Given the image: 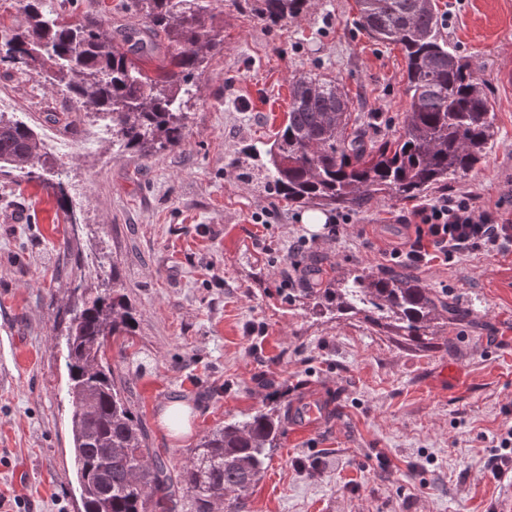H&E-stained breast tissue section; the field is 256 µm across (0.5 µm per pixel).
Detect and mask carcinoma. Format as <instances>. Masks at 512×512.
<instances>
[{"label": "carcinoma", "instance_id": "obj_1", "mask_svg": "<svg viewBox=\"0 0 512 512\" xmlns=\"http://www.w3.org/2000/svg\"><path fill=\"white\" fill-rule=\"evenodd\" d=\"M27 26L0 23V64L44 75L67 96L112 116V138L145 160L173 152L186 135L185 96L202 66L224 51L214 26L212 0H134L148 26L109 30L97 17L67 18L23 0ZM422 0H358L355 24L380 43L404 52L406 110L400 130L380 141L367 138L353 102L333 80L313 77L292 84L288 120L274 140L233 160L257 190L289 204L362 211L379 195L416 199L480 162L494 140L485 88L439 29L436 6ZM257 23L274 26L309 11L314 0H234ZM169 52L154 71L158 42ZM55 161L39 151L31 126L0 112V176L40 181L67 223H80L64 183L49 178ZM316 308L364 322L412 343L435 324L470 321L471 309L445 301L418 277L365 269L336 272L328 287L306 291ZM74 304L62 335L72 409L73 468L83 512H177L192 498L200 508L245 512L243 493L268 467L279 445L281 421L256 409L204 435L183 465L149 448L125 387L106 356L107 339L129 341L135 316L117 269L99 276L89 294L71 288Z\"/></svg>", "mask_w": 512, "mask_h": 512}]
</instances>
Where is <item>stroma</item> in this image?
I'll use <instances>...</instances> for the list:
<instances>
[{"mask_svg": "<svg viewBox=\"0 0 512 512\" xmlns=\"http://www.w3.org/2000/svg\"><path fill=\"white\" fill-rule=\"evenodd\" d=\"M127 0H45L47 10L144 27ZM441 33L483 82L495 136L473 170L428 192H466L512 219V0H436ZM356 0H317L268 28L217 0L224 50L188 102L180 149L142 162L102 141L80 146L92 117L58 88L0 65V96L32 127L58 116L70 145L58 159L79 214L66 224L39 182L0 178V512H80L72 467L68 378L58 335L76 256L102 251L136 310L129 346L107 341L149 445L182 464L200 438L260 406L287 417L321 393L334 419L283 428L247 512H497L507 478L489 468L491 439L512 427V246L416 268L423 283L472 310L415 346L357 317L317 314L303 296L336 271L391 269L413 234L414 201L381 196L332 238L301 224L302 205L247 186L230 167L287 119L289 88L312 73L348 91L378 139L398 129L409 98L399 47L356 24ZM69 242L62 253L59 243ZM190 431L168 432L170 403ZM189 420L188 408L177 403L168 405L161 415L162 424L176 434L186 432L189 429Z\"/></svg>", "mask_w": 512, "mask_h": 512, "instance_id": "stroma-1", "label": "stroma"}]
</instances>
